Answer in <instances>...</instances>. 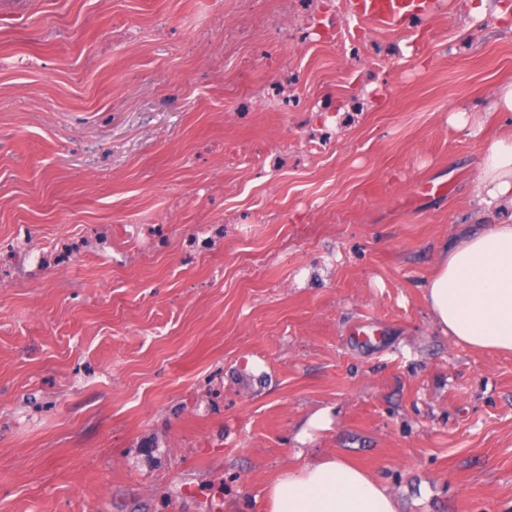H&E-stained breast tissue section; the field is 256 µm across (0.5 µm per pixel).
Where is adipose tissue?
<instances>
[{
  "label": "adipose tissue",
  "mask_w": 512,
  "mask_h": 512,
  "mask_svg": "<svg viewBox=\"0 0 512 512\" xmlns=\"http://www.w3.org/2000/svg\"><path fill=\"white\" fill-rule=\"evenodd\" d=\"M478 205L512 203V137L496 138L480 175ZM434 326L460 345L512 352V224H483L440 255L424 284ZM267 512H398L395 498L338 457L284 470Z\"/></svg>",
  "instance_id": "ef3b65f1"
}]
</instances>
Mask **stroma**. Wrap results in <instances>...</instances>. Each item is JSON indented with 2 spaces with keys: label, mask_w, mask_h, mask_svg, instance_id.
I'll list each match as a JSON object with an SVG mask.
<instances>
[{
  "label": "stroma",
  "mask_w": 512,
  "mask_h": 512,
  "mask_svg": "<svg viewBox=\"0 0 512 512\" xmlns=\"http://www.w3.org/2000/svg\"><path fill=\"white\" fill-rule=\"evenodd\" d=\"M0 0V512H265L336 456L512 512V353L433 326L512 13ZM442 186L420 194L419 186ZM439 0H350L356 19L392 31L404 29L412 20L429 16Z\"/></svg>",
  "instance_id": "stroma-1"
}]
</instances>
